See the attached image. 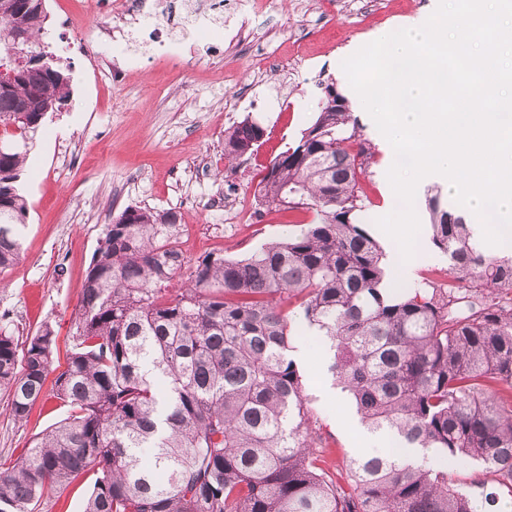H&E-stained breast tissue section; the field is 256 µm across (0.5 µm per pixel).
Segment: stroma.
<instances>
[{
	"label": "stroma",
	"instance_id": "35a3bbf8",
	"mask_svg": "<svg viewBox=\"0 0 512 512\" xmlns=\"http://www.w3.org/2000/svg\"><path fill=\"white\" fill-rule=\"evenodd\" d=\"M113 0H93L80 24L66 17L67 0H45L42 40L71 77V102L48 113L20 180L27 201L19 261L0 272V327L26 341L51 324L68 344L90 260L113 217L129 206L180 212L178 234L187 260L208 253L240 259L281 237L302 212H257L254 187L271 159L291 146L335 86L344 51L372 42L431 11L435 0H333L335 19L321 21L324 0H224L217 15L188 12L187 0H144L122 18ZM254 35L242 48L241 24ZM107 55L103 70L92 48ZM264 130L257 153L230 161L224 135L242 121ZM325 349L297 336L288 352L305 375L323 435L343 454L372 448L348 396H335L325 375ZM0 393V464L9 465L37 435L66 417L45 396L26 422L6 413ZM84 474L45 496L39 512H82L93 485Z\"/></svg>",
	"mask_w": 512,
	"mask_h": 512
}]
</instances>
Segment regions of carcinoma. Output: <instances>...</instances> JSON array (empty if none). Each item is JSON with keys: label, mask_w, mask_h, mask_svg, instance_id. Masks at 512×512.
Masks as SVG:
<instances>
[{"label": "carcinoma", "mask_w": 512, "mask_h": 512, "mask_svg": "<svg viewBox=\"0 0 512 512\" xmlns=\"http://www.w3.org/2000/svg\"><path fill=\"white\" fill-rule=\"evenodd\" d=\"M35 0H0V32L19 21L44 73L0 93V270L20 258L26 201L18 189L43 121L18 120L26 101L59 112L71 77L40 42ZM248 121L224 135V157L254 151ZM375 150L345 104L322 101L297 143L257 184L267 210L304 211L307 224L242 259L207 254L190 279L170 246L172 210L127 207L107 225L58 369L44 325L24 347L0 328V392L27 420L46 393L67 416L0 471V512H35L80 474L95 475L83 512H477L466 482L436 464L472 460L494 483L482 508L512 496V256L473 243L466 216L427 199L429 240L448 255L426 287L389 280L366 226L363 181ZM308 332L330 351L334 384L371 434L403 452L350 457L332 470L322 423L289 358Z\"/></svg>", "instance_id": "1"}]
</instances>
